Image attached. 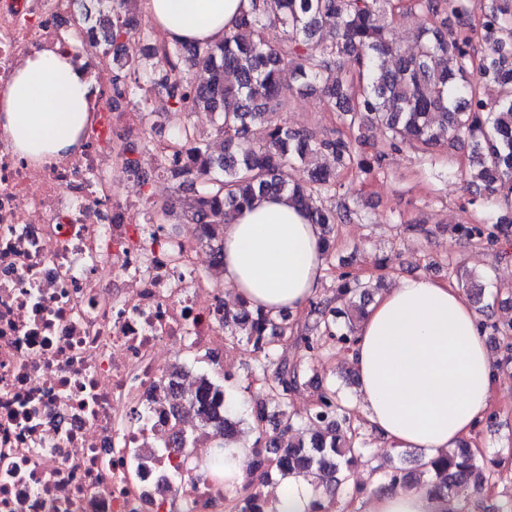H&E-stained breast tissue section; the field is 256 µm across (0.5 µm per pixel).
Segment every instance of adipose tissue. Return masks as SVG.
I'll return each instance as SVG.
<instances>
[{
	"mask_svg": "<svg viewBox=\"0 0 512 512\" xmlns=\"http://www.w3.org/2000/svg\"><path fill=\"white\" fill-rule=\"evenodd\" d=\"M167 43L214 42L234 31L250 0H141ZM91 84L66 54L27 60L0 95V139L21 158L45 163L79 146ZM325 274L322 230L287 197L259 200L224 227V286L234 298L277 314L304 311ZM479 316L459 288L425 275L399 278L379 294L359 325L347 359L358 408L393 451L434 457L472 436L497 383ZM279 512H317L321 487L284 479ZM364 512H456L459 503L425 486L370 488Z\"/></svg>",
	"mask_w": 512,
	"mask_h": 512,
	"instance_id": "1",
	"label": "adipose tissue"
}]
</instances>
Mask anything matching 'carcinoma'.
Wrapping results in <instances>:
<instances>
[{"label": "carcinoma", "instance_id": "obj_1", "mask_svg": "<svg viewBox=\"0 0 512 512\" xmlns=\"http://www.w3.org/2000/svg\"><path fill=\"white\" fill-rule=\"evenodd\" d=\"M99 17L84 16L94 44L112 52L116 98L134 99L140 74L156 69L157 51L148 47L139 58L122 53L124 40L139 29L137 0H97ZM415 14L422 19L409 47L387 38L392 21ZM271 22L287 37L277 45L265 40ZM167 69L153 80L171 101L169 118L177 149L159 162L174 182L169 214L203 226L214 252V266L224 264V224L258 198L280 193L305 209L323 231L326 261L328 235L357 212L336 196L341 171L372 174L385 155H363L365 131L383 129L393 151L411 147L432 154L441 146L469 148V176L484 191V206L499 192H512V0H251L237 28L214 43H177L168 52ZM204 71L208 79L197 80ZM493 84L488 100L482 88ZM318 93L341 112L347 133L318 136L299 131L282 117L283 92ZM214 116V134L224 153L216 156L208 140L190 124L194 112ZM262 124L266 135L253 136ZM333 157L332 169L319 163ZM307 171L305 180L295 171ZM512 227V212L491 213L481 222L459 225L470 242H494ZM458 285L477 304L481 332L506 336L488 313L485 287L459 265ZM333 294L310 301L305 316H272L244 300L224 309V338L246 340L256 353L251 376L270 382L267 400L238 414L237 385L224 377V413L202 391L195 397L199 427L219 436L257 434L248 459L245 493L231 500L233 512H271L262 494L269 476L315 477L330 493L363 457V440L351 422L344 398L333 385L320 390L304 415L289 410L292 394L313 382L311 368L280 352L291 340L310 353L332 341L348 347L374 294L370 280L350 272L335 278ZM421 480L412 471L393 467L381 474L382 487L423 484L446 499L460 484L480 490L490 474L470 443L462 441L444 456L419 463Z\"/></svg>", "mask_w": 512, "mask_h": 512}]
</instances>
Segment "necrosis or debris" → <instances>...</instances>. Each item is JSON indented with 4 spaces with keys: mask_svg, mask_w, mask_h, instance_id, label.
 <instances>
[{
    "mask_svg": "<svg viewBox=\"0 0 512 512\" xmlns=\"http://www.w3.org/2000/svg\"><path fill=\"white\" fill-rule=\"evenodd\" d=\"M75 6L0 0V90L54 48L95 82L78 153L35 166L0 142V512H224L212 432L168 401L199 390L198 362L223 363L224 291L185 225L145 237L143 188L169 144L154 132L148 158L116 162L146 115L114 99ZM117 175L133 194H113Z\"/></svg>",
    "mask_w": 512,
    "mask_h": 512,
    "instance_id": "4bbe7bcc",
    "label": "necrosis or debris"
}]
</instances>
